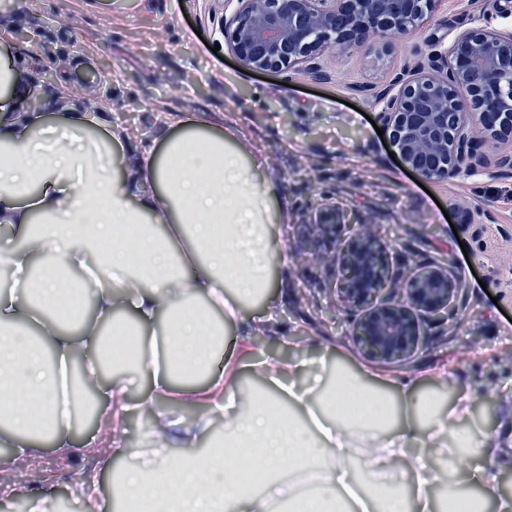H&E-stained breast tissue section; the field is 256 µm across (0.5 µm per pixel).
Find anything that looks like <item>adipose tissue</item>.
Instances as JSON below:
<instances>
[{
	"mask_svg": "<svg viewBox=\"0 0 512 512\" xmlns=\"http://www.w3.org/2000/svg\"><path fill=\"white\" fill-rule=\"evenodd\" d=\"M23 74L0 61V224L21 242L0 257V418L20 455L41 437L72 451L74 362L96 381L103 422L122 427L135 377L149 381L143 404L180 397L224 413L223 461L189 449L205 422L158 414V447L127 469L116 512L138 502L154 512H442L428 491L455 488L460 456L491 463L482 427L470 423L472 401L445 406L416 383L342 371L299 378L278 359L268 395L241 383L234 351L214 371L227 328L256 336L278 304L270 273L288 268L275 246L278 181L267 159L229 128L212 131L186 115L135 148L112 122V106L63 108L56 122L19 111ZM106 139H99V130ZM265 297V312L245 316L244 303ZM131 333L136 344L159 337L161 357L140 354L132 369L100 379L103 326ZM408 397L398 408L394 392ZM343 389L388 417L361 423L329 402ZM425 445L432 458L411 455ZM366 455L370 484L352 460ZM260 471L261 491L238 474ZM411 474L415 500L385 486Z\"/></svg>",
	"mask_w": 512,
	"mask_h": 512,
	"instance_id": "obj_1",
	"label": "adipose tissue"
}]
</instances>
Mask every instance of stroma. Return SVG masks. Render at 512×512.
I'll list each match as a JSON object with an SVG mask.
<instances>
[{"instance_id": "stroma-1", "label": "stroma", "mask_w": 512, "mask_h": 512, "mask_svg": "<svg viewBox=\"0 0 512 512\" xmlns=\"http://www.w3.org/2000/svg\"><path fill=\"white\" fill-rule=\"evenodd\" d=\"M223 7L224 0H0V24L36 35L11 51L39 103L64 80L72 104L111 101L113 121L135 139L148 141L171 116L202 113L265 153L287 211L277 234L295 262L273 274L280 310L268 332L248 340L231 330L225 335L246 354L241 373L248 385L264 387L255 366L271 356L308 370L346 363L424 386L450 382L480 405L475 420L497 449L490 482L512 495V177L421 185L391 158L370 122L376 109L362 93L388 84L453 26L511 29L512 0H438L426 24L391 38L389 51L366 45L327 53L324 81L242 68L223 46ZM328 203L357 229L391 238L395 264L450 261L462 279L456 315L443 329L428 330L426 348L406 365L386 366L360 352L347 336V313L330 308L319 289L324 267L302 246L298 227ZM487 205L494 223L453 233L451 220ZM42 461L54 464L46 512H83L79 475L96 478L101 498L111 501L114 475L136 463L130 456L108 466L81 445L68 456L47 445L27 459L0 437V468L34 470Z\"/></svg>"}]
</instances>
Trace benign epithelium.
<instances>
[{
    "instance_id": "1",
    "label": "benign epithelium",
    "mask_w": 512,
    "mask_h": 512,
    "mask_svg": "<svg viewBox=\"0 0 512 512\" xmlns=\"http://www.w3.org/2000/svg\"><path fill=\"white\" fill-rule=\"evenodd\" d=\"M219 31L228 51L252 71L327 74L321 58L376 36H406L437 0H227ZM392 85L371 97L404 167L425 181L496 173L512 176V32L468 27L435 41ZM492 143L494 151L484 150ZM492 207L464 214L460 225L493 222ZM314 244L348 231L339 253H323V292L353 311L350 335L368 357L402 366L422 347L420 321L443 325L459 302L461 280L446 266L393 267V244L360 232L347 213L326 205L307 225Z\"/></svg>"
}]
</instances>
